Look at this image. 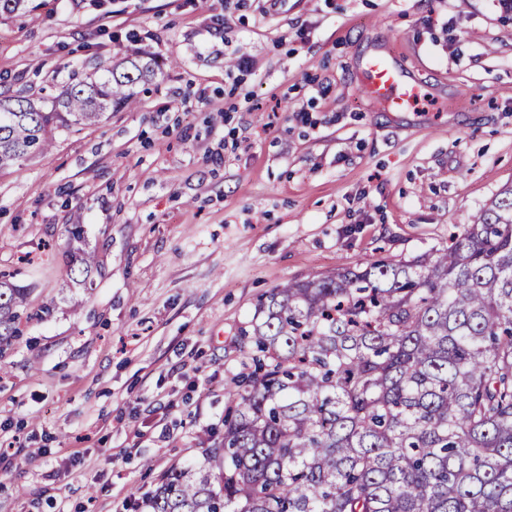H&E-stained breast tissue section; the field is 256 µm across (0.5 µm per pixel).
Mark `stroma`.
<instances>
[{
	"instance_id": "obj_1",
	"label": "stroma",
	"mask_w": 512,
	"mask_h": 512,
	"mask_svg": "<svg viewBox=\"0 0 512 512\" xmlns=\"http://www.w3.org/2000/svg\"><path fill=\"white\" fill-rule=\"evenodd\" d=\"M137 47L159 71L134 107L0 169V269L54 306L0 352V512H148L223 432L262 295L445 246L512 184L497 0H23L0 92L37 102ZM377 50L408 111L362 92ZM68 266L76 274L74 284L85 290L92 289L94 279L92 277L94 269L98 268V261L94 253H89L77 247L66 255Z\"/></svg>"
}]
</instances>
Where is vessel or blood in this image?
<instances>
[{
  "instance_id": "obj_1",
  "label": "vessel or blood",
  "mask_w": 512,
  "mask_h": 512,
  "mask_svg": "<svg viewBox=\"0 0 512 512\" xmlns=\"http://www.w3.org/2000/svg\"><path fill=\"white\" fill-rule=\"evenodd\" d=\"M363 72L365 95L392 111H400L410 104L418 92L416 84L407 80L403 70L383 54L367 57Z\"/></svg>"
}]
</instances>
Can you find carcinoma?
Returning a JSON list of instances; mask_svg holds the SVG:
<instances>
[{"instance_id": "carcinoma-1", "label": "carcinoma", "mask_w": 512, "mask_h": 512, "mask_svg": "<svg viewBox=\"0 0 512 512\" xmlns=\"http://www.w3.org/2000/svg\"><path fill=\"white\" fill-rule=\"evenodd\" d=\"M154 76L137 52L43 106L0 95V168ZM66 258L93 288L96 255ZM27 305L0 273V350ZM251 327L222 441L163 473L149 512H512V185L444 248L272 289Z\"/></svg>"}]
</instances>
